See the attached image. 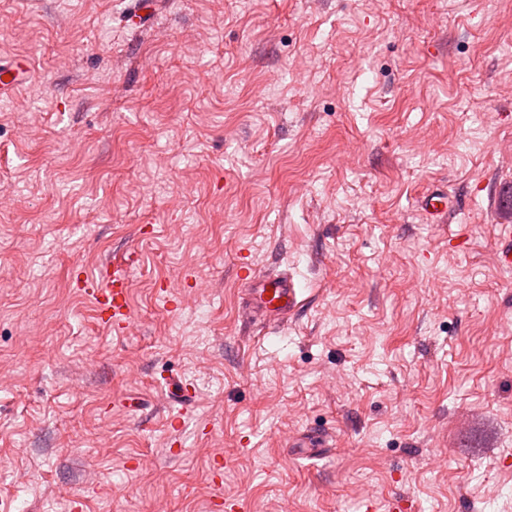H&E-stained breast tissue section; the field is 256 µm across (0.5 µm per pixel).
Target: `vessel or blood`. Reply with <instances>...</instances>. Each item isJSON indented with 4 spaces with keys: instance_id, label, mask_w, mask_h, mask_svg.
<instances>
[{
    "instance_id": "1",
    "label": "vessel or blood",
    "mask_w": 512,
    "mask_h": 512,
    "mask_svg": "<svg viewBox=\"0 0 512 512\" xmlns=\"http://www.w3.org/2000/svg\"><path fill=\"white\" fill-rule=\"evenodd\" d=\"M30 73L31 67L22 56L0 66V100L14 99ZM135 262L134 252H127L121 258L100 264L95 280L81 282L95 299L99 323L118 335L126 334L132 322L130 288ZM243 279L247 283L242 307L245 323L260 320L279 326L297 316L306 305L303 291L290 273L262 274L252 270Z\"/></svg>"
}]
</instances>
